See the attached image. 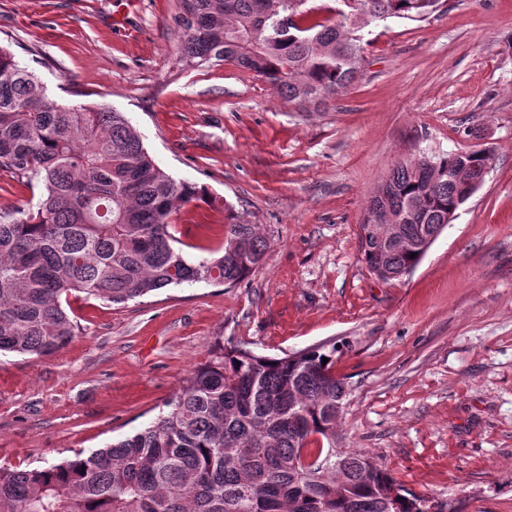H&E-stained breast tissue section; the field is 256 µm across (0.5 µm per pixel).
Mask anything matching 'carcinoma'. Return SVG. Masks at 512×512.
Returning a JSON list of instances; mask_svg holds the SVG:
<instances>
[{"mask_svg": "<svg viewBox=\"0 0 512 512\" xmlns=\"http://www.w3.org/2000/svg\"><path fill=\"white\" fill-rule=\"evenodd\" d=\"M180 0L186 66L231 63L288 101L318 103L352 84L364 60L350 18L421 21L439 0ZM492 154L466 169L450 154L398 163L359 224L367 270L399 279L416 242L484 182ZM0 171L40 188L35 206L0 209V353L50 356L80 334L66 310L80 293L110 306L169 285L243 282L262 261L255 224L228 213L222 244L198 259L171 222L208 200L153 159L124 113L49 98L34 71L0 47ZM415 257H410V254ZM327 344L282 357L220 342L143 430L60 464L0 469V512H423L367 455L336 447L349 391ZM328 362H322V358Z\"/></svg>", "mask_w": 512, "mask_h": 512, "instance_id": "1", "label": "carcinoma"}]
</instances>
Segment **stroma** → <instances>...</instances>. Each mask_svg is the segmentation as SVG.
<instances>
[{
    "instance_id": "35a3bbf8",
    "label": "stroma",
    "mask_w": 512,
    "mask_h": 512,
    "mask_svg": "<svg viewBox=\"0 0 512 512\" xmlns=\"http://www.w3.org/2000/svg\"><path fill=\"white\" fill-rule=\"evenodd\" d=\"M178 0H0V46L48 95L122 112L216 246L224 210L264 259L235 287L193 283L114 306L75 297L82 329L42 358L0 355V468L58 462L145 428L217 341L268 356L329 343L350 389L336 444L444 512H512V0H442L364 30L363 74L298 107L260 77L180 62ZM483 187L388 283L359 253L397 162L481 143Z\"/></svg>"
}]
</instances>
